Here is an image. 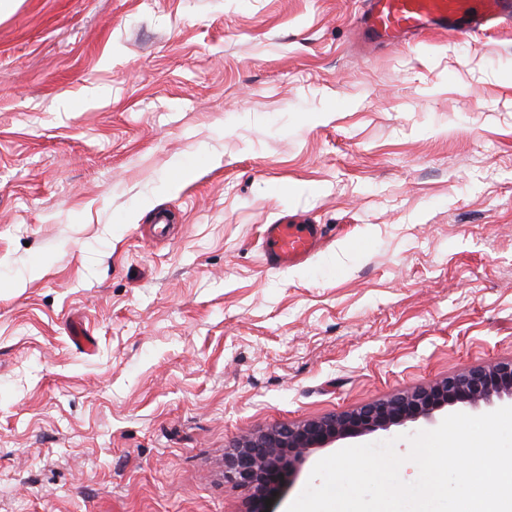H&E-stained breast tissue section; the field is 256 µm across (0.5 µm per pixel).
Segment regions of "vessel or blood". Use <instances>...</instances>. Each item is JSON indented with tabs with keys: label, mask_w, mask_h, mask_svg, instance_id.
<instances>
[{
	"label": "vessel or blood",
	"mask_w": 512,
	"mask_h": 512,
	"mask_svg": "<svg viewBox=\"0 0 512 512\" xmlns=\"http://www.w3.org/2000/svg\"><path fill=\"white\" fill-rule=\"evenodd\" d=\"M512 20V0H368L366 47L399 45L429 31L479 34ZM323 246L320 225L288 217L263 227L265 260L275 269L306 265Z\"/></svg>",
	"instance_id": "obj_1"
}]
</instances>
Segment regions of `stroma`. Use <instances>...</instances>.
<instances>
[{
	"mask_svg": "<svg viewBox=\"0 0 512 512\" xmlns=\"http://www.w3.org/2000/svg\"><path fill=\"white\" fill-rule=\"evenodd\" d=\"M366 7L0 0V512H247L243 437L512 360V24ZM367 4L362 26L369 48L399 45L428 31L485 33L512 20L510 0H368ZM287 222L263 227L262 247L266 263L275 269H294L306 265L323 246L319 224L301 223L287 216Z\"/></svg>",
	"mask_w": 512,
	"mask_h": 512,
	"instance_id": "1",
	"label": "stroma"
}]
</instances>
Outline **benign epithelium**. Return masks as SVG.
<instances>
[{"label":"benign epithelium","instance_id":"1","mask_svg":"<svg viewBox=\"0 0 512 512\" xmlns=\"http://www.w3.org/2000/svg\"><path fill=\"white\" fill-rule=\"evenodd\" d=\"M505 398L512 400V361L474 367L350 411L273 426L237 445L225 467L229 477L250 489L248 512H274L266 500L281 493L290 475L316 448L411 425L445 409L479 408Z\"/></svg>","mask_w":512,"mask_h":512}]
</instances>
